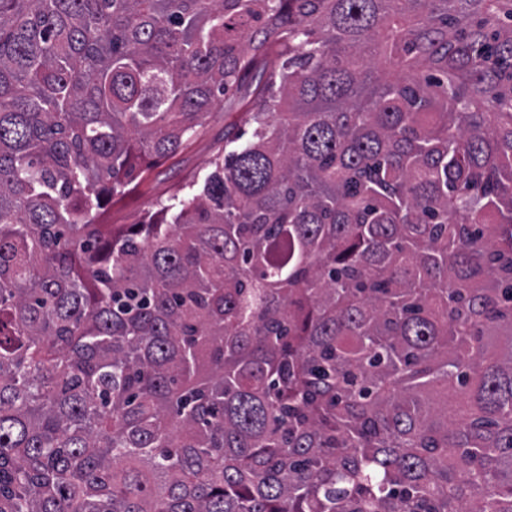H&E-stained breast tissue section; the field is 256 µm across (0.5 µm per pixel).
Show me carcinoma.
<instances>
[{"label":"carcinoma","mask_w":512,"mask_h":512,"mask_svg":"<svg viewBox=\"0 0 512 512\" xmlns=\"http://www.w3.org/2000/svg\"><path fill=\"white\" fill-rule=\"evenodd\" d=\"M0 512H512V0H0ZM236 109L226 113L216 109L205 121L204 133L186 145L171 158L150 161L146 179L137 177L126 188L124 194L112 199L108 220L112 224H133L147 213L156 211L157 202L166 198L193 177L202 178L211 169L215 149L224 145V128L235 125L241 132L250 133V125L245 124L244 116Z\"/></svg>","instance_id":"carcinoma-1"}]
</instances>
